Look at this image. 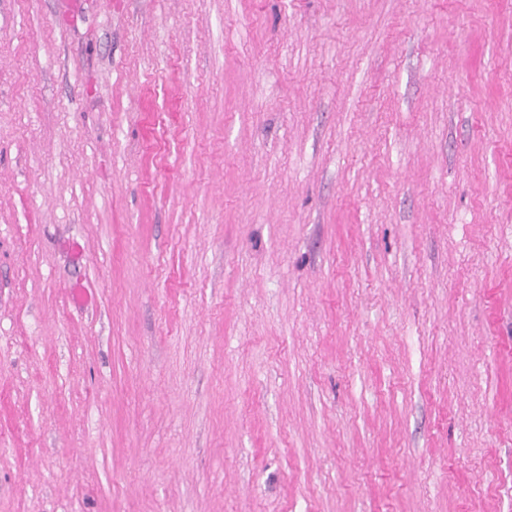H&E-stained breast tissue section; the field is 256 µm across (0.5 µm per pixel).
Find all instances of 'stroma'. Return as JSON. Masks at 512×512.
Wrapping results in <instances>:
<instances>
[{"label": "stroma", "mask_w": 512, "mask_h": 512, "mask_svg": "<svg viewBox=\"0 0 512 512\" xmlns=\"http://www.w3.org/2000/svg\"><path fill=\"white\" fill-rule=\"evenodd\" d=\"M0 512H512V0H0Z\"/></svg>", "instance_id": "stroma-1"}]
</instances>
